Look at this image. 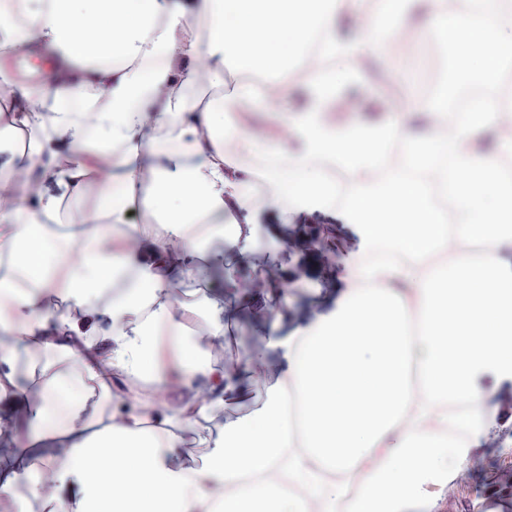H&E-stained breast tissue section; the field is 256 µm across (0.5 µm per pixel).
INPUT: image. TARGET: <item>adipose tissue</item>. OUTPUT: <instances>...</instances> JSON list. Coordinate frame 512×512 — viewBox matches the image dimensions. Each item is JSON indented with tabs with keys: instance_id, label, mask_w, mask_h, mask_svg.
<instances>
[{
	"instance_id": "obj_1",
	"label": "adipose tissue",
	"mask_w": 512,
	"mask_h": 512,
	"mask_svg": "<svg viewBox=\"0 0 512 512\" xmlns=\"http://www.w3.org/2000/svg\"><path fill=\"white\" fill-rule=\"evenodd\" d=\"M0 0V136L20 139L18 161L0 172V426L20 448L0 455V494L24 490L49 512H433L464 476L479 441L512 426L496 419L483 378L512 383V181L477 151L498 131L495 101L468 112L407 105L388 120L337 127L325 117L393 25H410L417 0ZM449 14L432 0L415 37L440 32L461 71L492 82L512 58V0H467ZM374 15L367 35L340 39L338 15ZM341 70L320 69L308 101L287 119L296 154H238L260 142L224 127L203 104L201 83L241 110L268 84L291 93V74L311 38ZM51 60L44 77L14 80L8 59ZM245 77L225 81L230 64ZM434 116L451 134L415 133ZM402 142L421 179L389 178L377 191L375 145ZM236 146L226 156L225 142ZM340 161L355 188L344 206L323 159ZM138 202L149 215L126 221ZM325 214L343 208L370 248L390 242L406 264H357L336 308L289 337L284 370L259 409L226 424L202 461L178 449L187 425L242 399L261 375L209 360L224 335V304L188 303L202 264L247 241L244 223L264 204ZM235 217L225 218L227 209ZM97 231H87L88 219ZM67 224L51 250L42 232ZM182 246L170 251L166 234ZM487 250L483 259L474 246ZM83 308L78 320L53 299ZM206 315L209 334L185 346L178 405L121 393L148 377L166 389L154 357L161 329L186 330ZM417 332H410V323ZM417 365L418 380L409 377ZM301 416H293L292 402ZM107 421L100 435L91 426Z\"/></svg>"
}]
</instances>
